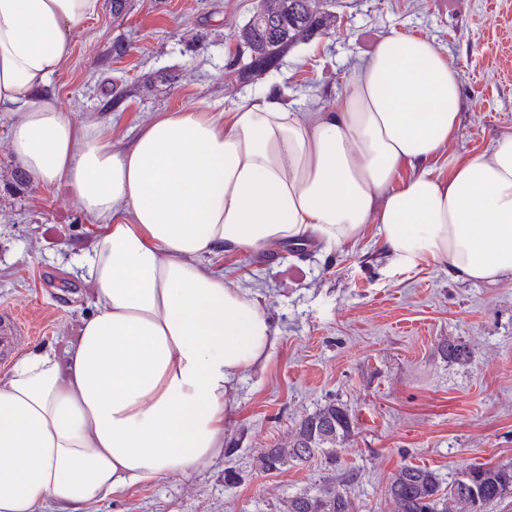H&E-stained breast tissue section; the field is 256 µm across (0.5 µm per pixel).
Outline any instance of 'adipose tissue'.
Returning a JSON list of instances; mask_svg holds the SVG:
<instances>
[{
  "mask_svg": "<svg viewBox=\"0 0 512 512\" xmlns=\"http://www.w3.org/2000/svg\"><path fill=\"white\" fill-rule=\"evenodd\" d=\"M100 0H0V106L11 153L108 227L78 263L95 311L64 354L0 378V512H79L224 454L228 395L278 336L212 256L375 231L393 265L512 277V132L466 160L457 72L434 43L382 37L334 110L294 111L273 86L224 110L161 112L116 147L103 123L44 95Z\"/></svg>",
  "mask_w": 512,
  "mask_h": 512,
  "instance_id": "1",
  "label": "adipose tissue"
}]
</instances>
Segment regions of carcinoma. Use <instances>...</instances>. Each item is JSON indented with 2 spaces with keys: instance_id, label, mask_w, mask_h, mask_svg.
I'll list each match as a JSON object with an SVG mask.
<instances>
[{
  "instance_id": "obj_1",
  "label": "carcinoma",
  "mask_w": 512,
  "mask_h": 512,
  "mask_svg": "<svg viewBox=\"0 0 512 512\" xmlns=\"http://www.w3.org/2000/svg\"><path fill=\"white\" fill-rule=\"evenodd\" d=\"M332 7L333 0H259L238 34L250 51L249 66L240 73L259 79L292 46L330 34L337 20ZM441 351L450 361H468L472 355L467 345L453 340L442 345ZM352 431L349 409L330 402L300 420L287 446L261 453L260 469L282 471L317 454L333 464L338 448ZM357 477L351 469L331 475L317 492L289 497L284 512H355L349 487ZM384 495L394 505V512H491L496 507L512 512V466L468 465L444 487L433 470L406 464L390 478Z\"/></svg>"
}]
</instances>
